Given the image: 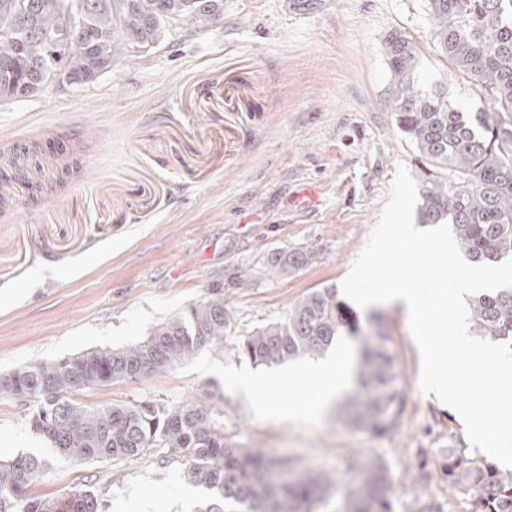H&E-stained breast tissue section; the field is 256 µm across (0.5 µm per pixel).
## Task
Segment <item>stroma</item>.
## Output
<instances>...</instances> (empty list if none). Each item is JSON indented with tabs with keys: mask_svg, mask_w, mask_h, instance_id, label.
Listing matches in <instances>:
<instances>
[{
	"mask_svg": "<svg viewBox=\"0 0 512 512\" xmlns=\"http://www.w3.org/2000/svg\"><path fill=\"white\" fill-rule=\"evenodd\" d=\"M428 0H224L205 28L176 22L162 42L119 55L82 86L56 84L0 99V376L18 366L120 349L188 305L224 290L233 325L160 376L78 395L85 405L195 402L225 442L286 461L279 478L326 473L334 484L312 512H339L365 465L385 464L393 512L433 497L464 512L439 471L468 447L451 408L419 386L420 355L402 308L356 309L363 331L382 325L406 395L400 425L377 433L342 421L254 415L232 384L254 366L240 336L283 319L315 288L339 286L367 243L399 167L417 185L429 169L388 103L384 43L393 31L421 46L419 84H446L452 106L486 110L430 38ZM305 249L288 275L272 259ZM33 409L0 395V460L47 453ZM182 465L58 462L30 488L60 502L89 488L107 508L154 482L155 512H191Z\"/></svg>",
	"mask_w": 512,
	"mask_h": 512,
	"instance_id": "1",
	"label": "stroma"
}]
</instances>
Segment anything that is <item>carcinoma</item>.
<instances>
[{
    "mask_svg": "<svg viewBox=\"0 0 512 512\" xmlns=\"http://www.w3.org/2000/svg\"><path fill=\"white\" fill-rule=\"evenodd\" d=\"M223 5L224 0H0V98L35 95L60 81L59 70L74 81L92 82L112 67L123 45L153 47L178 21L210 25ZM430 14V36L455 71L494 111L512 112V0H430ZM74 25L83 32L78 47L69 45ZM384 53L400 131L425 163L453 171L447 181L425 182L423 223L450 220L457 243L475 262L512 257V124L498 123L488 112L459 111L441 86L422 90L420 46L412 36L390 35ZM311 259L295 249L277 254L272 263L290 274ZM470 320L481 335L512 342V290L475 298ZM344 324L336 288H317L285 318L240 337L238 348L257 365L280 364L326 351ZM231 325L227 303L216 292L159 323L134 346L24 364L0 377L1 395L37 403L31 427L50 450L0 461V512H61L59 503L28 497L29 487L55 462H134L151 455L184 459L183 478L203 490L194 512H310L331 476L277 482L264 453L224 443L201 405L143 401L89 407L71 397L114 381L167 373L200 349L223 344ZM389 343L380 330L363 336L360 392L349 413L353 424L379 433L398 427L404 408ZM363 473L343 498L341 512H393L385 466L371 464ZM443 479L465 498L469 512H512L511 470L450 448ZM64 505L71 512H103L91 490L70 492Z\"/></svg>",
    "mask_w": 512,
    "mask_h": 512,
    "instance_id": "obj_1",
    "label": "carcinoma"
}]
</instances>
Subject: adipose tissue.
<instances>
[{"label":"adipose tissue","mask_w":512,"mask_h":512,"mask_svg":"<svg viewBox=\"0 0 512 512\" xmlns=\"http://www.w3.org/2000/svg\"><path fill=\"white\" fill-rule=\"evenodd\" d=\"M352 377L353 350L340 338L326 357L299 362L277 375L252 373L238 378L236 386L258 414L295 419L322 415L342 398ZM292 385L299 388L298 397H280V390Z\"/></svg>","instance_id":"obj_1"}]
</instances>
